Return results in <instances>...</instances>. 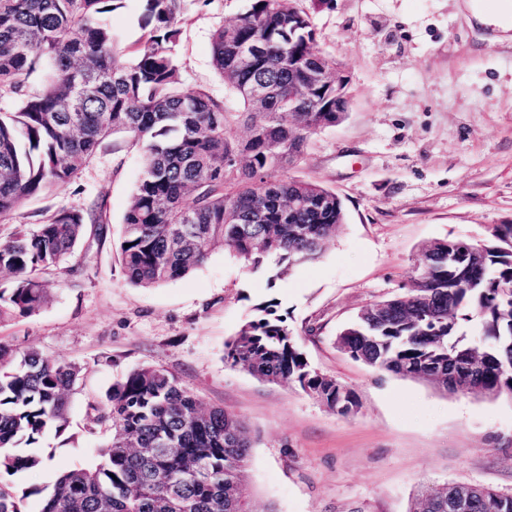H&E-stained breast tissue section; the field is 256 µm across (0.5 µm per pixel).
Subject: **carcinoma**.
<instances>
[{"label":"carcinoma","mask_w":512,"mask_h":512,"mask_svg":"<svg viewBox=\"0 0 512 512\" xmlns=\"http://www.w3.org/2000/svg\"><path fill=\"white\" fill-rule=\"evenodd\" d=\"M185 0H144L143 35L114 50L107 14L115 0H0V90L19 93L0 113V218L51 186L67 184L110 136L139 146L143 172L123 217L119 255L126 280L155 288L229 248L258 270L313 261L345 221L341 200L310 181L283 177L288 158L273 147L336 123L350 100L347 83L288 110L291 87L336 63L314 52L310 12L295 0H251L231 25L211 35L212 63L237 99L217 100L181 86L175 46ZM309 23L288 39V19ZM257 46L246 64L240 48ZM39 88L27 91L32 77ZM261 88L263 95L255 96ZM245 125L247 135L236 128ZM306 197L307 206L292 203ZM93 225L107 235L104 204L59 210L37 229L21 225L0 242V319L26 317L49 296L45 274L75 250ZM459 250L435 240L421 249L419 280L405 294L373 302L336 336L356 361L452 394L512 398V222ZM226 345V360L257 379L295 383L341 416L358 412L353 390L312 369L273 305ZM479 340L469 339L470 328ZM80 368L33 348L0 342V512H253L242 487L253 439L244 420L205 407L165 369L145 366L112 386L94 407L110 431L91 467L60 471L50 487L17 491L3 480L53 459L41 440L65 430L67 401ZM471 512H512V494L469 487ZM448 488L422 487L409 512H442Z\"/></svg>","instance_id":"cac0c4a2"}]
</instances>
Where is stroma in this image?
Instances as JSON below:
<instances>
[{
  "mask_svg": "<svg viewBox=\"0 0 512 512\" xmlns=\"http://www.w3.org/2000/svg\"><path fill=\"white\" fill-rule=\"evenodd\" d=\"M250 0H186L175 48L185 88L227 94L211 35ZM310 11L314 49L348 82V111L314 134L284 176L315 181L341 199L345 222L323 255L280 277L227 248L159 287L127 283L118 261L123 215L142 153L109 137L63 186L0 219V241L60 209L105 203V239L86 236L52 274L50 302L0 321V340L80 367L69 426L48 435L54 458L14 476L53 484L63 467L99 460L93 405L143 366L173 374L207 406L243 419L256 444L246 493L277 512H407L424 484H480L512 493V398L450 395L351 359L335 344L368 304L407 291L423 244L473 241L512 222V39L456 0H330ZM142 0L109 13L115 48L140 38ZM261 304L286 318L311 368L352 389L343 417L298 385L261 381L224 359Z\"/></svg>",
  "mask_w": 512,
  "mask_h": 512,
  "instance_id": "35a3bbf8",
  "label": "stroma"
}]
</instances>
